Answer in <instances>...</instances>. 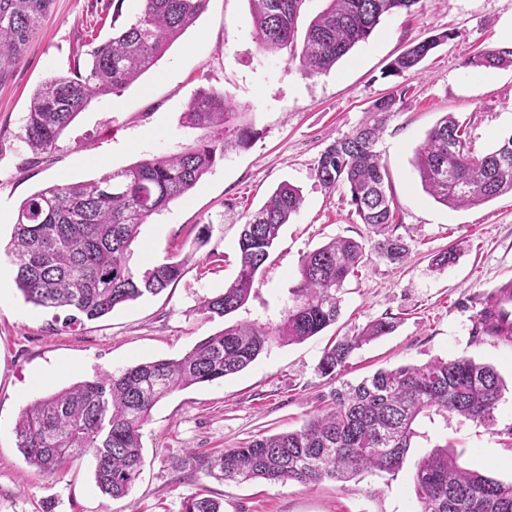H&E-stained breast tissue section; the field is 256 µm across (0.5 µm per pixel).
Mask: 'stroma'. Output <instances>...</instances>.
<instances>
[{"mask_svg":"<svg viewBox=\"0 0 512 512\" xmlns=\"http://www.w3.org/2000/svg\"><path fill=\"white\" fill-rule=\"evenodd\" d=\"M140 7V0H124L118 9L113 0H54L20 62L0 82V247H7L19 206L33 193L91 181L102 171L193 144L200 132L186 125L184 114L198 91L228 93L257 135L141 226L132 265L188 258L182 276L160 294L66 327L53 311L25 302L8 286L0 300V512H180L184 499L197 494L219 501L222 512H417L415 464L446 441L455 445L461 467L512 480V450L505 446L512 429V344L475 333L482 295L512 274V193L450 209L422 190L412 164L427 133L448 113L466 124L472 154L512 136V66L465 64L477 52L507 45L512 0H421L411 13L385 17L368 40L316 76L304 74L290 50L259 49L249 0H209L152 70L120 93L94 99L62 131L53 153L27 164L23 125L34 90L69 70L84 52L87 33L107 38ZM442 31L455 32V39L417 68L386 75L408 44ZM397 86L407 88L406 100L387 121L377 149L391 178L394 233L409 247L399 264L377 252V237L356 216L347 189L325 188L316 177L323 149L352 134L373 102ZM283 182L300 190L299 212L282 227L248 301L228 319L209 317L201 302L235 279L242 225ZM335 238L365 246L357 276L342 290L336 324L304 342L274 345L224 380L158 402L141 429L140 474L126 497L102 495L92 456L58 472L25 463L14 427L35 399L105 371L180 357L228 321L277 322L300 282L302 256ZM454 244L455 263L435 268L434 254ZM378 319L392 320L394 331L355 350L337 378L322 376L318 363L330 342ZM459 356L490 364L502 377L494 426L421 419L394 479L368 474L310 488L235 483L185 462L191 450L239 448L299 429L335 390L378 369Z\"/></svg>","mask_w":512,"mask_h":512,"instance_id":"35a3bbf8","label":"stroma"}]
</instances>
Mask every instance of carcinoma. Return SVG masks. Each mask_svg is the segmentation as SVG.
Here are the masks:
<instances>
[{
  "label": "carcinoma",
  "mask_w": 512,
  "mask_h": 512,
  "mask_svg": "<svg viewBox=\"0 0 512 512\" xmlns=\"http://www.w3.org/2000/svg\"><path fill=\"white\" fill-rule=\"evenodd\" d=\"M141 2L133 22L104 42L89 43L85 62L75 60L67 74L47 79L34 91L22 137L33 159L54 151L61 132L93 98L115 94L151 70L204 12L208 0ZM304 2L251 0L252 19L262 50L275 53L299 42L300 53L292 58L314 76L335 67L371 36L384 17L409 13L421 0H327V7L301 34L298 21ZM52 4L53 0H0V80L18 63ZM454 38V32L443 31L412 43L390 62L388 75L416 68L434 48ZM466 66H512V46L475 55ZM405 95L406 90L399 89L377 99L367 119L352 134L330 143L316 166V176L326 188H347L361 223L382 236L375 248L390 262L402 260L407 246L392 235L389 173L376 144ZM236 111L227 93L203 91L189 102L185 117L206 134L181 153L142 159L95 181L54 184L27 197L19 207L10 243L14 281L24 300L63 310V323L75 324L157 295L176 281L184 260L137 270L130 265L131 246L148 218L191 191L228 150L249 144L256 131L248 122L232 125ZM466 136L467 127L447 114L428 132L413 160L422 189L451 209L478 206L512 192V138L481 156L452 152L450 145ZM301 205L300 191L284 183L250 216L238 241L237 277L223 293L204 299L203 311L224 317L245 304L274 241ZM362 255L363 244L340 238L306 253L293 303L274 325H228L178 359L104 372L35 401L15 426L24 461L37 470L57 472L90 454L101 493L112 499L125 496L139 475L140 430L153 406L175 391L239 373L274 343H300L336 323L339 293L358 272ZM490 318L486 311L480 315L481 334L511 341L512 334L490 323ZM392 329L393 322L379 319L356 335L335 341L323 351L318 370L335 377L354 350ZM503 388L492 366L466 356L381 369L355 386L335 391L328 408L298 430L191 459L225 481L310 486L326 479L348 482L364 473L392 478L418 436V418L434 413L446 421L462 417L490 428ZM413 483L419 512H512V481L460 467L450 442L434 446L419 460ZM182 512L221 510L215 500L194 496L183 502Z\"/></svg>",
  "instance_id": "1"
}]
</instances>
